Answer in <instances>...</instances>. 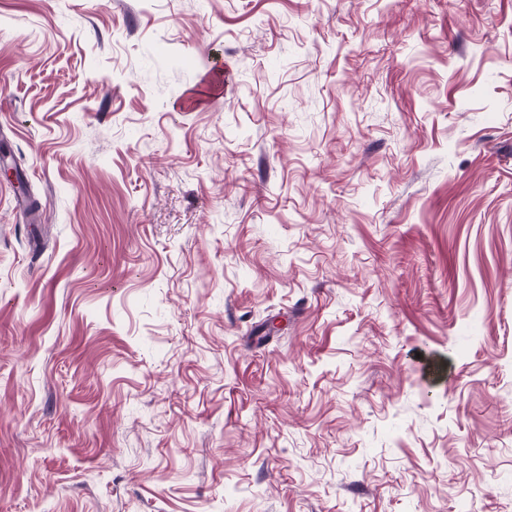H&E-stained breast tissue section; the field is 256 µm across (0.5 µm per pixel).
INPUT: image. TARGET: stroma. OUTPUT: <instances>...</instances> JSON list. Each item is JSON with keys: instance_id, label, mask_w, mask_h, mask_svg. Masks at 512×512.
<instances>
[{"instance_id": "stroma-1", "label": "stroma", "mask_w": 512, "mask_h": 512, "mask_svg": "<svg viewBox=\"0 0 512 512\" xmlns=\"http://www.w3.org/2000/svg\"><path fill=\"white\" fill-rule=\"evenodd\" d=\"M0 512H512V0H0Z\"/></svg>"}]
</instances>
